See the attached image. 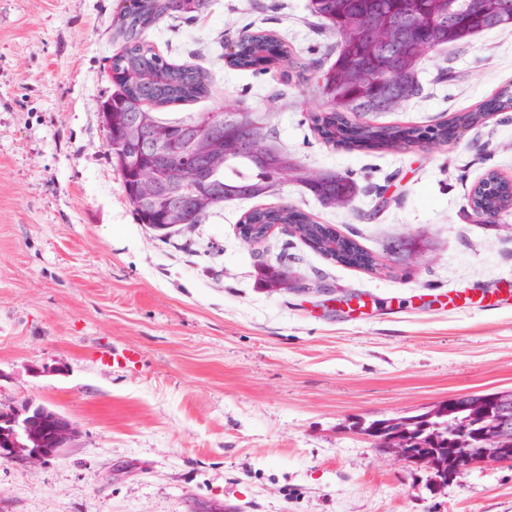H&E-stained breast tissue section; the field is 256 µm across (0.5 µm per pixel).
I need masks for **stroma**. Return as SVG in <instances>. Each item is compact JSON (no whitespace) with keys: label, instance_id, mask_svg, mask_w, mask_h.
I'll list each match as a JSON object with an SVG mask.
<instances>
[{"label":"stroma","instance_id":"1","mask_svg":"<svg viewBox=\"0 0 512 512\" xmlns=\"http://www.w3.org/2000/svg\"><path fill=\"white\" fill-rule=\"evenodd\" d=\"M309 0H209L146 38L208 73L210 94L164 109L256 112L273 144L358 193L326 207L294 182L269 201L352 237L376 272L325 259L277 228L238 224L250 200L161 234L138 223L107 151L101 105L124 0H0V404H43L77 433L37 474L0 462V512H512V465L434 485L382 460L353 422L512 389V209L469 206L488 170L512 180V112L444 146L356 151L310 127L326 107L297 69L225 66L226 38L261 27L299 66H330L337 37ZM422 93L379 123L430 127L512 83V25L426 52ZM420 242L409 261L389 252ZM285 261L295 291L259 283ZM104 348L137 365L112 367Z\"/></svg>","mask_w":512,"mask_h":512}]
</instances>
